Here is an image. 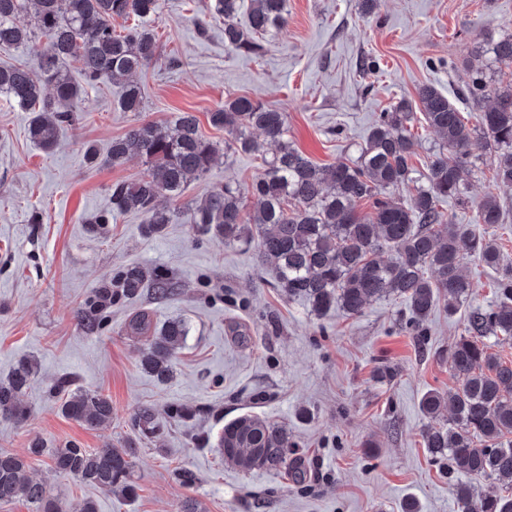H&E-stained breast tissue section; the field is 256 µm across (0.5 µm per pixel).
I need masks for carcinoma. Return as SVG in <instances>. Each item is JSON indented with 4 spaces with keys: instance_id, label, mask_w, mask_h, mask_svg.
Listing matches in <instances>:
<instances>
[{
    "instance_id": "obj_1",
    "label": "carcinoma",
    "mask_w": 512,
    "mask_h": 512,
    "mask_svg": "<svg viewBox=\"0 0 512 512\" xmlns=\"http://www.w3.org/2000/svg\"><path fill=\"white\" fill-rule=\"evenodd\" d=\"M30 5L32 24H19V15ZM162 5L163 0H0V51L29 46L34 53L31 64L0 65V95L33 113L28 134L34 143L52 149L58 128L84 111L86 90L99 84L117 88L122 111L143 110L134 76L160 55L143 21L159 16ZM243 5L244 0H211L208 10L224 21L225 47L258 55L263 39L286 25V0H250L246 29L237 23ZM132 17L140 23L116 33L114 22ZM478 55L480 66L468 67L458 96L476 106L494 98L478 115L481 134L475 136L466 127L448 94L433 84L418 88L424 120L441 140L420 179L413 176L411 163L417 142L410 134L414 112L408 99L377 114L357 157L329 166L313 163L288 141L281 110L247 96L219 106L208 113V120L224 129V156L257 150L251 137L255 131L273 151L251 185L253 211L246 212L237 188L226 183L195 203L191 223L224 239L227 246L256 245L259 264L275 271L276 287L288 299L306 302L318 316L336 307L358 316L370 301L394 296L408 307L412 335H426L425 323L437 308L453 314L471 297L465 254L492 267L502 262L495 240L469 224L453 223L440 210V203L449 199L468 203L464 175L478 152L494 153L496 186L512 188V82L493 88L484 77L492 64L512 65V35L489 40ZM72 60L80 63L79 82L67 69ZM216 154L217 146L201 136L191 112L166 123L131 126L112 140L104 162L115 165L137 156L149 165L147 174L112 183L110 212L90 223L108 224L112 217L135 212L143 216L145 234L163 232L176 218L166 201L202 177ZM411 183L415 193L410 198L396 195ZM363 201L371 202V214L358 211ZM474 223H503L496 195L490 192L476 204ZM385 251L392 252L387 260L380 258ZM176 287L178 281L169 273L148 277L140 266L129 265L94 289L77 317L93 333L106 323L114 300L136 299L146 289L159 299ZM129 330L142 341L141 368L161 381L172 377L171 358L188 334L186 324L179 319L157 328L149 313L141 311L129 321ZM491 337L512 339V267L497 280L494 301L469 306L463 333L448 346V363L458 382L455 391L444 395L429 390L420 402L430 419L450 407L449 422L427 428L423 438L433 459L447 463L458 512H512V497L486 495L474 504L476 477L512 487V364L490 352ZM36 373V363L24 358L8 379L0 380V416L26 421L21 397ZM72 385L73 380L62 377L51 386V393L66 394L61 404L66 417L88 429L112 419L109 398ZM134 422L146 438L158 431L149 408L135 412ZM217 446L224 463L248 472L288 464L292 442L285 426L246 413L224 424ZM29 453L48 454L55 471L83 482L123 496L134 493L130 447L93 451L75 443L46 448L36 441ZM18 497L32 512H70L30 479L24 458L0 450V503Z\"/></svg>"
}]
</instances>
